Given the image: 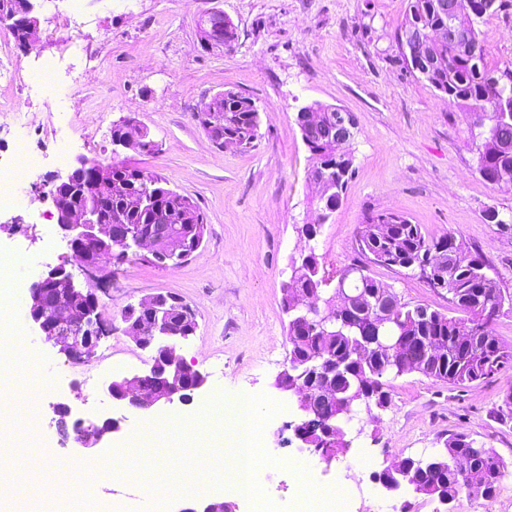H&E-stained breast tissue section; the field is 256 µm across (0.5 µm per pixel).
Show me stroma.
I'll use <instances>...</instances> for the list:
<instances>
[{"mask_svg":"<svg viewBox=\"0 0 512 512\" xmlns=\"http://www.w3.org/2000/svg\"><path fill=\"white\" fill-rule=\"evenodd\" d=\"M408 0H83L82 19L103 64L74 93L66 67L44 91L0 85V159L34 152L41 162L18 189L24 209L0 216V242L24 249L29 280L45 264L70 253L59 234L51 201L40 200L52 176L66 173L54 149L65 144L69 158L102 162L113 155L112 126L128 120L145 126L155 151L121 152V159L163 176L171 189L190 197L206 216L201 248L183 264L162 268L140 256L116 267L76 271L78 282L93 281L112 333L95 357L73 364L25 323L20 358L34 359L40 377L24 364L14 371L20 399L0 418V430L25 438L47 458L38 472L0 476V512H112L113 497L132 512H181L189 503L224 499L238 512H253L232 468L228 441L204 436L197 444L211 457L198 471L184 456L179 471L127 472L102 447L89 453L57 429L53 406L70 402L79 418L111 414L100 392L103 381L146 369L149 355L123 334L122 311L155 294H174L195 313V336L177 353L207 373L199 402L214 395L250 397L264 426L262 446L275 467L265 486L281 512H295L299 489L296 464H303L314 491L335 490L347 512H435L430 497L409 490L391 492L374 476L389 462L435 454L450 434L461 433L512 460V419L493 411L512 390V368L458 388L413 373L391 379L385 408L356 406L345 422L348 449L331 462L301 446L292 424L300 415L291 393L275 379L288 358V317L283 287L292 265L315 251L321 268L333 274L361 261L358 239L370 215L388 211L421 225L432 236L454 234L479 250L487 273L512 292V230L488 221L489 211L512 218V191L484 182L468 131L478 119L462 108L447 110L444 94L407 71L399 34ZM220 10L231 19L232 49L205 51L197 23ZM42 37L39 59L58 57L70 30L50 19L69 11V0H37ZM489 66L512 63V4L480 26ZM231 89L251 97L260 109L253 149H217L199 126L200 102ZM351 112L356 134L348 150L353 174L342 202L314 239L300 233L316 222L315 185L306 180L310 153L296 113L312 103ZM368 273L404 301L450 313L445 291L430 288L406 269L372 265ZM35 419H28L26 405ZM371 459L363 467V459ZM57 482L52 500L43 484ZM162 488L148 495L147 484Z\"/></svg>","mask_w":512,"mask_h":512,"instance_id":"stroma-1","label":"stroma"}]
</instances>
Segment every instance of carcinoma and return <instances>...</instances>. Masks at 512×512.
<instances>
[{
  "mask_svg": "<svg viewBox=\"0 0 512 512\" xmlns=\"http://www.w3.org/2000/svg\"><path fill=\"white\" fill-rule=\"evenodd\" d=\"M419 20L446 25L448 18L438 9V0H410L404 27ZM425 52L433 61L432 72L424 77L432 87L457 100L467 111L480 110L493 101L512 104V66L490 68L485 63L484 50L471 57L446 41L428 45ZM315 110L322 112L323 126L311 131L300 128L301 137L310 152L312 166L329 168V179L319 186L318 201L321 217L326 218L339 206L340 198L352 174V159L336 155V140L329 131L333 127L334 111L318 102ZM200 121L209 118L219 123L224 141H237L243 148L254 147L260 128V112L248 96L233 90L204 101L197 108ZM470 140L475 148L476 171L486 183L499 168L512 170V151L499 149L498 143L512 144V119L497 123L495 138L490 139L483 129L470 130ZM112 192L102 197V208L122 217L124 224L148 226L161 221L169 224H202L204 216L198 206L187 196L166 187L165 179L122 162H112L109 173ZM144 195L153 200L149 208H132L128 198ZM453 247L461 257L448 262L449 300L455 316L439 311H428L419 318L415 310L422 305H412L401 297L387 303L392 309L394 323L390 334L401 337L407 348L401 352L387 353L372 349L362 362H352L353 353L361 346V337L374 332V310L357 309L350 313L355 327L342 331L323 333L308 331L301 338L289 337L291 349L288 358L303 366L317 364L318 357L335 359L339 365L336 386L360 384L369 396L366 408H384L391 401L388 377L392 374L421 373L438 381L457 387L487 379L512 364V351L507 350L494 335L492 323L503 297L512 301V292L505 293L499 286L486 285L485 264L478 255L464 253L462 244L451 233L434 238L426 235L420 225L412 223L397 213L370 216L360 235L362 254L368 262L389 268L409 269L431 250L440 245ZM319 260L315 253L304 256L293 266V286L302 290L322 288ZM360 289L372 301L380 300L378 291L388 288L370 275L350 284ZM474 441L464 434H451L443 448L435 455L438 466L434 470L417 469L402 458L393 461L394 467L410 471L419 484L429 491H436L458 500L462 493L475 498L492 497L505 472L512 467L493 449H474ZM477 472L482 482L471 487L463 482L462 474Z\"/></svg>",
  "mask_w": 512,
  "mask_h": 512,
  "instance_id": "1",
  "label": "carcinoma"
}]
</instances>
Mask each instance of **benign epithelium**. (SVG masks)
<instances>
[{
    "mask_svg": "<svg viewBox=\"0 0 512 512\" xmlns=\"http://www.w3.org/2000/svg\"><path fill=\"white\" fill-rule=\"evenodd\" d=\"M29 27L28 45L40 42V20L36 15L33 0L27 2ZM446 38L462 50L476 51L475 28L467 30L457 26L448 28L417 24L407 32L401 42L402 51L414 71L426 74L431 62L423 48L435 39ZM355 124L351 113L339 108L336 112V147L341 149L354 137ZM147 132L136 124L128 125L121 140L125 149L141 148ZM112 170V164L89 159L76 158L66 174L55 176L52 182V202L56 212L57 227L68 239L73 256L86 268H95L106 261L105 254L128 255L129 250L146 251L154 261L166 265L174 257H191L202 245L204 233L196 224H186L181 230L170 224H151L146 228L127 224L116 228L113 215L101 213L97 204L76 206L65 200L69 190L77 183L82 185L89 197H99L103 192L102 175ZM320 298L312 291L284 296L283 306L292 316L289 325L318 330L326 323L337 326L349 323L345 309L339 308L325 314L320 310ZM29 316L45 341L59 347V353L69 360L88 361L96 354L102 337L105 336L101 321L99 299L89 285L79 286L69 268V262L55 265L46 264L38 280L30 287ZM128 311L139 313L144 320L132 322L123 319V332L141 350L151 353L149 367L142 373L122 376L103 383L102 394L108 401L124 410H147L164 403L179 401L184 404L193 400L196 393L204 388L207 376L187 365L176 354L178 345L195 335L197 323L191 309L177 300L170 304L156 295L144 299ZM322 375L321 389L311 395L302 381L298 368L287 361L277 386L296 397L297 408L301 411L300 422L294 428V436L304 445L321 454L325 462L336 457L339 449L348 448L342 426L330 423L328 415L332 407L341 404L344 419H351L354 402L361 392L354 389L346 397H338L336 388L337 368L326 360L319 364ZM324 420L321 435H312L309 425L313 420ZM120 429V420L111 416L102 418L101 423L88 426L73 424V440L90 448L105 443L112 433ZM376 482L384 488L398 491L404 487L414 488L406 478L394 476L389 467L375 476ZM179 512H236L232 502L209 500Z\"/></svg>",
    "mask_w": 512,
    "mask_h": 512,
    "instance_id": "obj_1",
    "label": "benign epithelium"
}]
</instances>
